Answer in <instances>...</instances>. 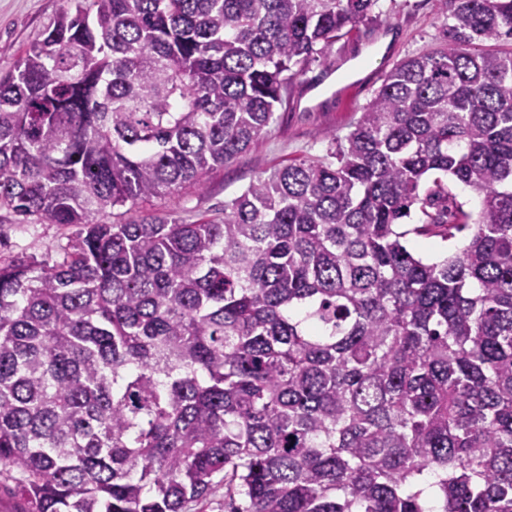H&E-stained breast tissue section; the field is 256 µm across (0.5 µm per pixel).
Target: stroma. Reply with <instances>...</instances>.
I'll return each instance as SVG.
<instances>
[{"label":"stroma","instance_id":"obj_1","mask_svg":"<svg viewBox=\"0 0 512 512\" xmlns=\"http://www.w3.org/2000/svg\"><path fill=\"white\" fill-rule=\"evenodd\" d=\"M63 0H0V76L12 72L22 52L52 23ZM444 17L435 0H383V12L326 49L306 66L266 136L202 184L155 199L149 209L193 222L223 208L257 177L307 156L325 154V133H348L385 74L402 61L439 46ZM354 83L349 97L336 89ZM71 229L47 223L0 220V258L44 257L48 247L66 243Z\"/></svg>","mask_w":512,"mask_h":512}]
</instances>
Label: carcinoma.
<instances>
[{"mask_svg": "<svg viewBox=\"0 0 512 512\" xmlns=\"http://www.w3.org/2000/svg\"><path fill=\"white\" fill-rule=\"evenodd\" d=\"M378 2L65 0L0 77V210L76 228L0 262L21 512H512V50L471 48L512 0H437L443 49L222 213L124 210L246 151ZM407 240H408L409 246L413 249L416 256L421 257L423 260H426V261H438V260L433 257L427 256L423 253H420V252L434 254L436 252V248H438L439 250H441L443 252H446V250H447V252L449 254V253H453V252H457V251L461 250L467 244V240L464 237H459L456 240H453L451 243H448V242H442L436 238L426 239V238L416 237L415 235L411 234L408 236ZM419 241L427 242V243L431 244L432 246L425 244V243L416 244ZM415 244H416V246H415ZM433 246H435L436 248ZM415 247L420 252H418L415 249Z\"/></svg>", "mask_w": 512, "mask_h": 512, "instance_id": "obj_1", "label": "carcinoma"}]
</instances>
